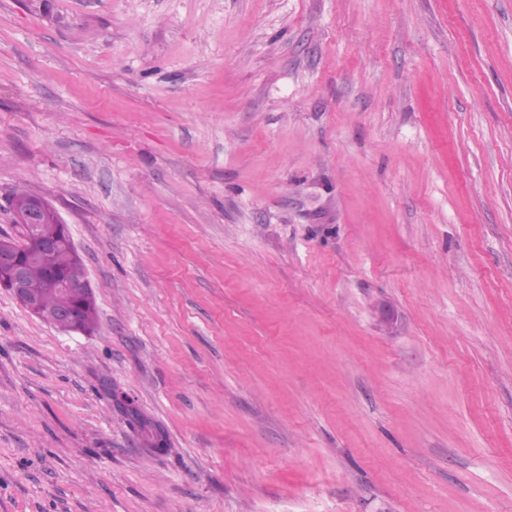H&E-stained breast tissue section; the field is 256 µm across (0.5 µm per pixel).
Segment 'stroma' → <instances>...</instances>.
<instances>
[{"instance_id": "1", "label": "stroma", "mask_w": 512, "mask_h": 512, "mask_svg": "<svg viewBox=\"0 0 512 512\" xmlns=\"http://www.w3.org/2000/svg\"><path fill=\"white\" fill-rule=\"evenodd\" d=\"M0 0V512H512V0ZM128 404H121V397ZM40 196L31 192L15 193L10 197L9 205L12 213L15 211V224L19 229L17 238L2 242L0 238V288L9 291L32 314L41 317L43 312L38 303L27 293L26 262L31 258L48 259L66 241L73 249L76 246L68 225L62 220L57 211L60 234L47 236L42 233L48 205L42 200L30 202L21 208L28 197ZM18 209V210H17ZM54 270L50 271L46 265L38 260L29 263L28 286L32 293L38 297L45 312L60 308L46 317L50 324L65 332L87 334L82 324L84 304L78 301V296L64 292L58 286V280L66 279L76 287L84 278L85 272L79 254L72 250L62 249L56 256ZM78 301V302H77Z\"/></svg>"}]
</instances>
